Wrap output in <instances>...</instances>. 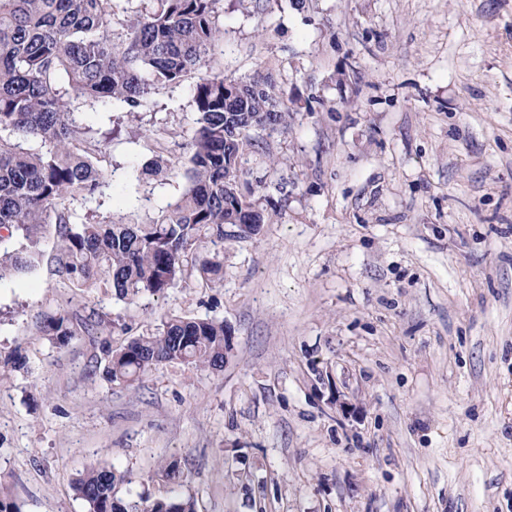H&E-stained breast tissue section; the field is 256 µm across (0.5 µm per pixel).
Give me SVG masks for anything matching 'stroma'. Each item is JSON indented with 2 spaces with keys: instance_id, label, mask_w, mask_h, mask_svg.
Returning <instances> with one entry per match:
<instances>
[{
  "instance_id": "1",
  "label": "stroma",
  "mask_w": 512,
  "mask_h": 512,
  "mask_svg": "<svg viewBox=\"0 0 512 512\" xmlns=\"http://www.w3.org/2000/svg\"><path fill=\"white\" fill-rule=\"evenodd\" d=\"M216 20L210 71L269 76L290 113L240 164L272 221L225 241L220 283L130 304L61 285L48 225L40 266L0 282V358L26 360L0 377V487L88 512L90 464L155 499L175 460L197 512H512V0H220ZM198 79L74 103L106 184L72 222L146 224L182 195ZM172 316L224 321L222 370L105 380L104 338ZM44 333L48 339L59 345H67L76 336L71 318L65 311L50 312L44 318Z\"/></svg>"
}]
</instances>
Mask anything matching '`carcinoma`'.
<instances>
[{"label":"carcinoma","instance_id":"carcinoma-1","mask_svg":"<svg viewBox=\"0 0 512 512\" xmlns=\"http://www.w3.org/2000/svg\"><path fill=\"white\" fill-rule=\"evenodd\" d=\"M131 0H0V229L22 241L0 250V280L37 266L44 228L57 225L55 273L63 283L96 288L105 282L120 300L163 293L195 274L215 283L224 239H248L272 220L242 190L239 164L255 126L277 130L289 112L279 108L263 75L247 81L206 72L195 84L198 114L190 143L188 186L150 224H74L62 201L92 197L103 171L80 142L88 128L72 112L75 100L118 101L135 109L149 96L208 67L223 39L216 25L220 0H152L116 43L109 18ZM44 333L59 345L76 336L69 314L50 312ZM229 349L224 322L175 317L156 332L114 348L102 344L106 378L132 385L163 363L219 370ZM184 483L177 461L160 470ZM125 475L91 466L75 479L74 496L89 512H196L193 497L152 501L119 495Z\"/></svg>","mask_w":512,"mask_h":512}]
</instances>
